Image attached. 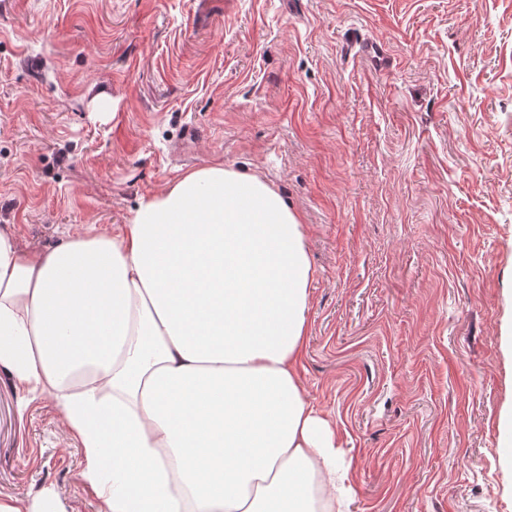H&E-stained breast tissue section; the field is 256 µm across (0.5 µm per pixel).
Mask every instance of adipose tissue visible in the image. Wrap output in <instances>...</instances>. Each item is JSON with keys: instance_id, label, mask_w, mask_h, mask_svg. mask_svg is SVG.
I'll use <instances>...</instances> for the list:
<instances>
[{"instance_id": "adipose-tissue-1", "label": "adipose tissue", "mask_w": 512, "mask_h": 512, "mask_svg": "<svg viewBox=\"0 0 512 512\" xmlns=\"http://www.w3.org/2000/svg\"><path fill=\"white\" fill-rule=\"evenodd\" d=\"M312 278L283 197L203 166L108 236L24 251L0 226V366L54 398L106 512H350L299 374Z\"/></svg>"}]
</instances>
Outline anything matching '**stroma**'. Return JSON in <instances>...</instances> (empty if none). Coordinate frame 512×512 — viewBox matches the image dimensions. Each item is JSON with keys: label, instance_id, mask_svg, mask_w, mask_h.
<instances>
[{"label": "stroma", "instance_id": "stroma-1", "mask_svg": "<svg viewBox=\"0 0 512 512\" xmlns=\"http://www.w3.org/2000/svg\"><path fill=\"white\" fill-rule=\"evenodd\" d=\"M362 35L384 60L349 57ZM214 162L304 226L301 381L352 512H512V0H0L19 247L111 233ZM86 465L0 367V502L103 512Z\"/></svg>", "mask_w": 512, "mask_h": 512}]
</instances>
